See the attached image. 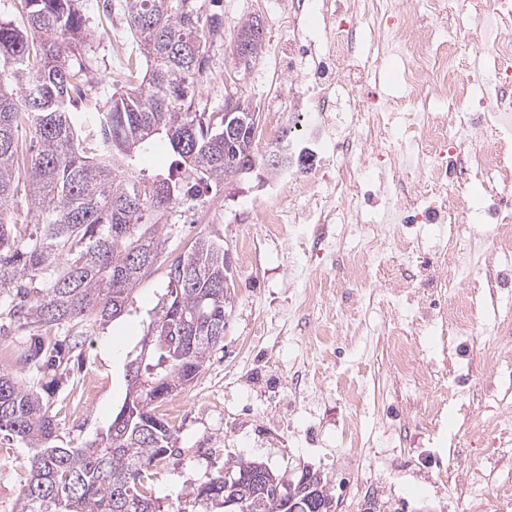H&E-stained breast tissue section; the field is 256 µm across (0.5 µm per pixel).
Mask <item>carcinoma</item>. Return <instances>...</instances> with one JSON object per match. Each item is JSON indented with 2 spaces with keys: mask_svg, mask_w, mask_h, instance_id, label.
Here are the masks:
<instances>
[{
  "mask_svg": "<svg viewBox=\"0 0 512 512\" xmlns=\"http://www.w3.org/2000/svg\"><path fill=\"white\" fill-rule=\"evenodd\" d=\"M218 3L124 0L147 70L129 62L103 104L70 64L86 37L78 0H19V20L0 19V307L29 331L16 371L0 369V436L30 448L19 512H158L149 470L171 453L173 432L154 404L192 382L224 342L235 288L224 285V243L200 237L171 263L167 292L147 313L150 350L127 363L125 399L100 440L57 445L41 392L19 375L67 364L47 339L52 329L129 312L176 209L224 184V173L262 163L256 141L224 142V110L198 96L207 43L224 35ZM161 143L173 157L168 170L138 167ZM20 201L34 223L14 220ZM226 472L256 478L226 485ZM197 498L224 512H310L306 493L242 459Z\"/></svg>",
  "mask_w": 512,
  "mask_h": 512,
  "instance_id": "obj_1",
  "label": "carcinoma"
}]
</instances>
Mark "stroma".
<instances>
[{
    "instance_id": "obj_1",
    "label": "stroma",
    "mask_w": 512,
    "mask_h": 512,
    "mask_svg": "<svg viewBox=\"0 0 512 512\" xmlns=\"http://www.w3.org/2000/svg\"><path fill=\"white\" fill-rule=\"evenodd\" d=\"M293 0H223L224 35L208 46L210 75L200 95L219 108L226 97L249 101L260 115L259 146L276 141L291 110L308 108L322 86L335 82L340 63L329 60L332 22L313 0L301 21L299 40L288 37ZM87 38L75 58L110 98L114 81L136 46L119 0H79ZM260 19L265 50L250 68L229 63L230 43L246 20ZM366 68L360 86L367 107L381 108L405 90L407 53L380 57L377 46L361 41L357 64ZM323 137L311 169L317 194L304 192L296 173L254 166L218 190L203 193L172 217L167 249L139 282L135 314L100 323L84 318L54 329L50 338L71 348L67 372L49 397L60 446L81 447L104 434L125 398L126 364L139 351L146 313L168 284L169 266L190 252L196 238L221 239L235 274L232 311L224 342L212 349L195 379L163 402L155 413L174 432V455L153 469L160 512H206L198 488L222 472L225 462L263 463L282 481L310 467L327 482L336 512H463L471 495L489 494L492 512H512V253H491L494 228L468 219L444 228L402 224L390 248L410 244L424 260L439 263L438 277L419 274L408 281L380 270L352 282L343 265L357 256L364 240L352 224H330L324 239L311 237L306 222L318 197L333 191L342 163L338 142L352 136L344 113L318 118ZM268 205L293 219L292 228L270 235L255 223V207ZM490 251L499 286L483 282L481 267L463 280L452 261H440L450 235ZM304 288L317 291L318 305L304 320L291 317L288 300ZM400 290L396 317L412 320L436 305L463 315L470 326L447 359L429 351L427 326L410 337L428 392L442 400L435 420L423 418L407 402L393 376L387 339L378 334L364 344L362 324L383 328L388 314L376 290ZM496 346L499 363L489 367L481 351ZM364 389L350 408L344 388ZM501 399L498 417L484 411L489 397ZM25 446L0 440V512H18L25 475L14 465Z\"/></svg>"
}]
</instances>
